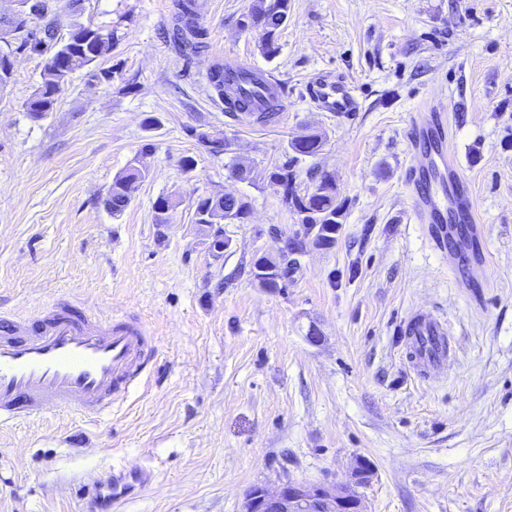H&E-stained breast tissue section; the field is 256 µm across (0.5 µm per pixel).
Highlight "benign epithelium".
<instances>
[{
	"label": "benign epithelium",
	"mask_w": 512,
	"mask_h": 512,
	"mask_svg": "<svg viewBox=\"0 0 512 512\" xmlns=\"http://www.w3.org/2000/svg\"><path fill=\"white\" fill-rule=\"evenodd\" d=\"M372 474V466L359 460L352 470V481L345 485L286 480L274 490L257 486L246 494L244 512H368L356 487Z\"/></svg>",
	"instance_id": "obj_1"
}]
</instances>
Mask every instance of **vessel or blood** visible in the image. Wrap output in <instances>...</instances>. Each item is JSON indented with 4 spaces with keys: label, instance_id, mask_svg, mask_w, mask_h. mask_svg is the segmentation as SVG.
<instances>
[{
    "label": "vessel or blood",
    "instance_id": "b4317fda",
    "mask_svg": "<svg viewBox=\"0 0 512 512\" xmlns=\"http://www.w3.org/2000/svg\"><path fill=\"white\" fill-rule=\"evenodd\" d=\"M224 87L228 96L256 103L282 92L264 70L245 69L232 59L224 62ZM306 91L320 111L347 117L360 109L354 84L343 76H313ZM406 145L413 159L406 174L412 217L425 225L440 252L457 254V275L470 278L479 245L463 235L476 224L477 213L448 136L447 104L418 110L409 120ZM400 331L410 338L407 353L418 375L444 369L452 355L444 316L411 313ZM156 353L142 320H102L76 300L58 301L33 318L1 316L0 424L33 420L50 409L97 421L128 394ZM152 478L142 466L87 475L81 487L85 512H112L125 490L147 486Z\"/></svg>",
    "mask_w": 512,
    "mask_h": 512
}]
</instances>
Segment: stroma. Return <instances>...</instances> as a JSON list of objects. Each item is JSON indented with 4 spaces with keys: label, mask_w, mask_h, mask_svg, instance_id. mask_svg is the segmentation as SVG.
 <instances>
[{
    "label": "stroma",
    "mask_w": 512,
    "mask_h": 512,
    "mask_svg": "<svg viewBox=\"0 0 512 512\" xmlns=\"http://www.w3.org/2000/svg\"><path fill=\"white\" fill-rule=\"evenodd\" d=\"M174 2L84 0L79 22L114 33L99 63L112 80L74 74L45 118L25 109L43 56L17 54L0 90V314L75 296L140 318L158 348L148 388L98 422L0 426V512H80L86 475L144 463L152 482L118 512H243L251 487L346 483L360 459L374 471L359 488L368 512H512V0H289L272 59L245 25L252 0H202L207 47L180 56L162 37ZM227 57L282 85L276 122L235 121L209 95L206 71ZM317 72L347 76L361 112L317 110L305 92ZM433 100L454 104L449 134L474 189L488 253L477 288L450 276L404 186L406 122ZM314 130L323 147L296 163L295 186L331 173L342 226L264 288L253 257L300 220L230 165L273 169ZM214 131L228 151L198 141ZM148 143L151 173L112 216L102 199ZM224 193L251 215L225 225L216 261L195 202ZM162 196L175 205L161 231ZM415 309L446 316L455 338L439 376L404 358L397 325Z\"/></svg>",
    "instance_id": "stroma-1"
}]
</instances>
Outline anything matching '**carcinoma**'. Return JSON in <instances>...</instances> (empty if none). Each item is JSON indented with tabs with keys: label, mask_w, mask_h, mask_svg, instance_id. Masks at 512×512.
Listing matches in <instances>:
<instances>
[{
	"label": "carcinoma",
	"mask_w": 512,
	"mask_h": 512,
	"mask_svg": "<svg viewBox=\"0 0 512 512\" xmlns=\"http://www.w3.org/2000/svg\"><path fill=\"white\" fill-rule=\"evenodd\" d=\"M36 9L35 24L41 26L39 32L21 30L15 33L18 46L12 47L11 41L0 37L4 46L0 47V72L11 77L10 57L14 51L27 48L36 34H41V41L46 45L45 52L52 53L58 64L71 73L82 71L89 79L112 81V71L97 68V63L112 51L113 33L97 28L94 35L84 24L73 20L70 33L64 39L56 37L58 32V16L61 11L59 0H32ZM177 23L166 33V38L174 48L183 54H196L206 48L207 31L200 24L201 6L198 0H177ZM288 0H273L265 4V0H253L248 15L250 27L260 32V50L268 58L279 53L278 36L288 21ZM208 89L211 96L224 99V69L217 65L207 74ZM62 88L58 86L54 68L44 66L42 82L37 92L27 101L26 111L39 112L43 115L54 110ZM323 137L314 132L304 142H293L290 149L293 156L282 165L269 171L268 182L281 188L283 202L297 213L302 224L303 234L310 236L319 246L334 241L340 229V206L336 204V181L333 175L324 173L315 184V191L300 196L294 190L295 172L293 165L300 156H314L322 147ZM152 148L145 147L139 156L120 172L112 181L104 200V208L114 216L121 215L130 205L135 191L149 175L146 158L151 155ZM250 216V206L241 196L229 194L224 199L213 202L208 198L196 202L195 223L197 224H244ZM302 250V241L297 239L288 243V251L277 255H261L252 261L257 264L263 260L280 269V278L286 279L297 269V259L293 255Z\"/></svg>",
	"instance_id": "carcinoma-1"
}]
</instances>
